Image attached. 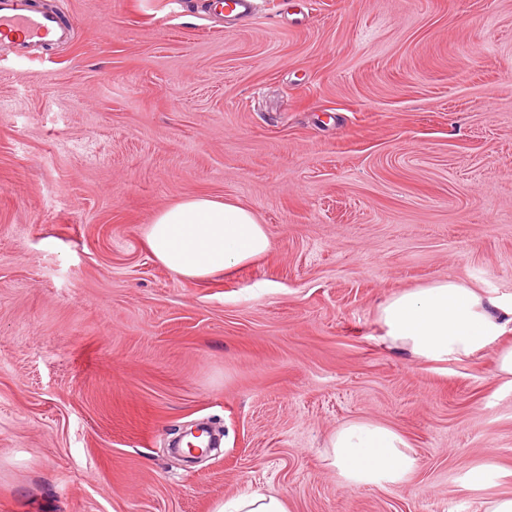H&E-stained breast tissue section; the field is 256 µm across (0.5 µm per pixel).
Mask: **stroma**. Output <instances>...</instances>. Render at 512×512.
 Segmentation results:
<instances>
[{"label":"stroma","mask_w":512,"mask_h":512,"mask_svg":"<svg viewBox=\"0 0 512 512\" xmlns=\"http://www.w3.org/2000/svg\"><path fill=\"white\" fill-rule=\"evenodd\" d=\"M67 42L0 44V512H484L512 496V384L424 363L381 304L451 278L512 297V0H49ZM234 200L271 248L207 280L145 229ZM414 471L351 486L342 424ZM205 422L217 455L169 442ZM484 468L481 484L470 472ZM211 7L228 18L250 17L256 10L254 0H213ZM328 448L331 465L355 486L400 483L416 466L409 444L397 431L368 420L350 421L337 428ZM288 512L286 502L277 495L251 492L224 502L213 512Z\"/></svg>","instance_id":"stroma-1"}]
</instances>
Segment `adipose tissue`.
<instances>
[{
  "instance_id": "adipose-tissue-1",
  "label": "adipose tissue",
  "mask_w": 512,
  "mask_h": 512,
  "mask_svg": "<svg viewBox=\"0 0 512 512\" xmlns=\"http://www.w3.org/2000/svg\"><path fill=\"white\" fill-rule=\"evenodd\" d=\"M146 241L168 270L199 280L248 264L271 247L251 209L207 196L160 211L147 226ZM379 322L387 341L421 362H465L493 351L498 376L512 382V346L499 343L512 325V300L438 280L393 295L382 305ZM329 446L332 466L355 486L396 484L416 466L397 431L368 420L343 424Z\"/></svg>"
}]
</instances>
